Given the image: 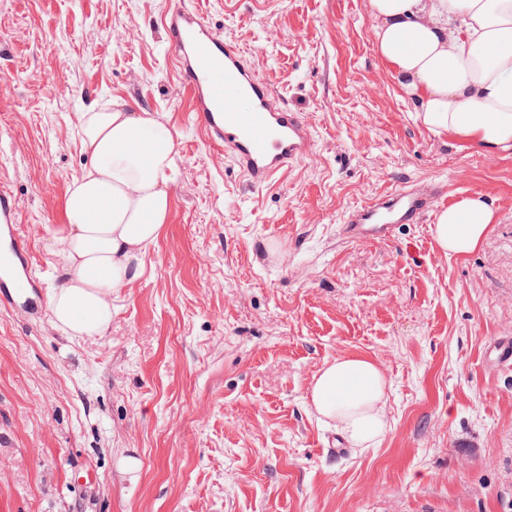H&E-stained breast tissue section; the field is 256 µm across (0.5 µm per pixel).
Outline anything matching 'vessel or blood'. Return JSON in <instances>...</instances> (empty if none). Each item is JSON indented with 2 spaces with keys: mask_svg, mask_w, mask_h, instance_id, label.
<instances>
[{
  "mask_svg": "<svg viewBox=\"0 0 512 512\" xmlns=\"http://www.w3.org/2000/svg\"><path fill=\"white\" fill-rule=\"evenodd\" d=\"M162 23L168 55L189 92L192 119L200 136L239 169L248 185L260 189L313 150L310 124L262 80L250 58L224 38L187 0H175ZM441 187L393 190L353 210L342 226L350 242L389 238L394 225L415 224L442 195ZM18 199L0 186V304L16 306L26 289L39 288L32 255L20 234Z\"/></svg>",
  "mask_w": 512,
  "mask_h": 512,
  "instance_id": "vessel-or-blood-1",
  "label": "vessel or blood"
}]
</instances>
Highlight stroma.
Returning <instances> with one entry per match:
<instances>
[{
  "mask_svg": "<svg viewBox=\"0 0 512 512\" xmlns=\"http://www.w3.org/2000/svg\"><path fill=\"white\" fill-rule=\"evenodd\" d=\"M172 0H0V182L42 286L0 307V512H512V150L418 120L374 47L364 0H198L314 127L262 191L197 135L169 64ZM120 102L174 133L168 220L105 336L47 308L70 182L90 164L79 114ZM497 210L470 255L434 214L349 243L348 214L404 185ZM374 359L391 382L381 447L328 455L310 407L325 361Z\"/></svg>",
  "mask_w": 512,
  "mask_h": 512,
  "instance_id": "obj_1",
  "label": "stroma"
}]
</instances>
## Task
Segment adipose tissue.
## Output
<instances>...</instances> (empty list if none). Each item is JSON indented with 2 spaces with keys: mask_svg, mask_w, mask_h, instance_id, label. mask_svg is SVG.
<instances>
[{
  "mask_svg": "<svg viewBox=\"0 0 512 512\" xmlns=\"http://www.w3.org/2000/svg\"><path fill=\"white\" fill-rule=\"evenodd\" d=\"M378 58L431 132L488 152L512 150V0H366ZM92 158L69 185L55 237L64 276L48 297L55 327L71 339L104 336L112 296L142 274V257L166 223L178 155L172 130L152 113L104 105L79 117ZM497 211L484 196L460 198L436 217L432 236L464 257ZM319 421L350 447H378L390 432L388 380L360 355L324 362L309 387Z\"/></svg>",
  "mask_w": 512,
  "mask_h": 512,
  "instance_id": "1",
  "label": "adipose tissue"
}]
</instances>
